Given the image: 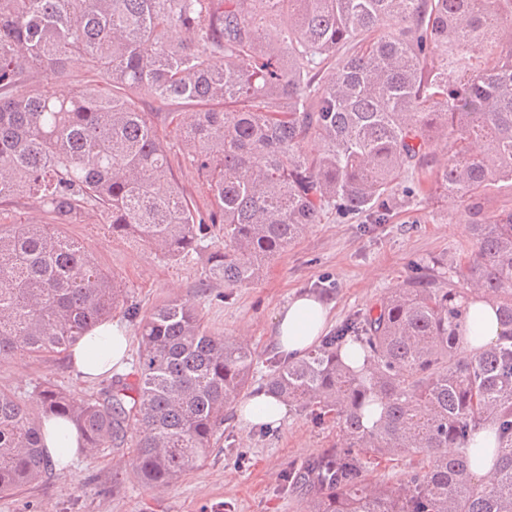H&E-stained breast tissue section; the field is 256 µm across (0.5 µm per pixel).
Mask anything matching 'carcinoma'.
Returning a JSON list of instances; mask_svg holds the SVG:
<instances>
[{"instance_id": "cac0c4a2", "label": "carcinoma", "mask_w": 512, "mask_h": 512, "mask_svg": "<svg viewBox=\"0 0 512 512\" xmlns=\"http://www.w3.org/2000/svg\"><path fill=\"white\" fill-rule=\"evenodd\" d=\"M173 28L185 38L170 40ZM74 66L89 79L69 96L35 89ZM146 100L193 113L145 112ZM166 120L205 213L178 185ZM312 135L321 150L308 156ZM426 169L473 216L476 249L456 268L473 288L422 272L275 366L270 393L340 429L339 448L284 482L308 487L311 512H512V210L482 203L512 183V0H0V203L26 198L47 215L0 223V359L65 354L124 302L63 224L95 212L171 261L222 224L209 278L246 287L324 209L369 211L401 173ZM469 293L498 307L505 331L463 362ZM125 313L140 318L133 378L83 401L51 383L31 400L0 389V493L50 468L44 416L74 424L83 448L131 445L146 487L177 481L213 447L254 352L176 300ZM348 343L366 353L360 372L343 361ZM488 422L493 478L478 486L470 445ZM411 454L429 463L405 482L370 477L371 459Z\"/></svg>"}]
</instances>
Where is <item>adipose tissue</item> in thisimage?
I'll return each instance as SVG.
<instances>
[{
	"mask_svg": "<svg viewBox=\"0 0 512 512\" xmlns=\"http://www.w3.org/2000/svg\"><path fill=\"white\" fill-rule=\"evenodd\" d=\"M330 319V307L313 295H297L277 315L274 338L280 351L293 359L303 357L319 342ZM501 326L495 308L469 300L467 319L460 330L458 353L462 360L475 357L481 347L497 340ZM130 341L123 326L107 322L97 326L71 353L70 360L86 379H102L123 370L129 357ZM242 425L278 428L288 414L281 399L257 391L236 408ZM44 440L53 466L70 465L80 455L79 432L73 424L50 418L44 422Z\"/></svg>",
	"mask_w": 512,
	"mask_h": 512,
	"instance_id": "obj_1",
	"label": "adipose tissue"
}]
</instances>
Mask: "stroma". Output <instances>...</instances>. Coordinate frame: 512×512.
<instances>
[{"mask_svg": "<svg viewBox=\"0 0 512 512\" xmlns=\"http://www.w3.org/2000/svg\"><path fill=\"white\" fill-rule=\"evenodd\" d=\"M411 185V175L403 174L382 224L368 211L327 209L320 223L310 225L247 288L210 281L205 254L174 262L142 242L113 237L96 213L63 231L115 275L128 305L139 312L176 299L195 308L211 333L246 338L257 358L252 384L259 387L281 358L274 320L292 296L308 292L330 303L328 329L334 332L424 268L447 274L472 251L466 206L440 189L415 202ZM46 382L77 399L97 396L110 384L106 378L82 380L65 354L0 360V389L28 396ZM216 438L207 458L171 486L142 485L132 449L102 448L81 453L69 471L52 470L39 482L0 494V512H307L309 496L283 477L335 448L339 430L334 422L320 424L310 412L295 409L277 429H248L230 408Z\"/></svg>", "mask_w": 512, "mask_h": 512, "instance_id": "1", "label": "stroma"}]
</instances>
